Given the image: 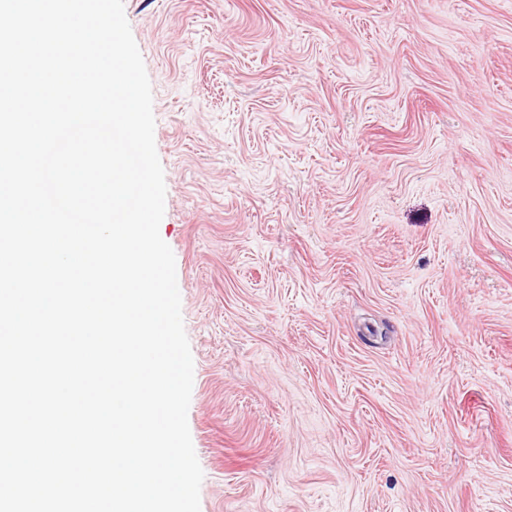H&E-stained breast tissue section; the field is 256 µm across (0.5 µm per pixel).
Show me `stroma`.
<instances>
[{
	"label": "stroma",
	"instance_id": "35a3bbf8",
	"mask_svg": "<svg viewBox=\"0 0 512 512\" xmlns=\"http://www.w3.org/2000/svg\"><path fill=\"white\" fill-rule=\"evenodd\" d=\"M201 512H512V0H124Z\"/></svg>",
	"mask_w": 512,
	"mask_h": 512
}]
</instances>
